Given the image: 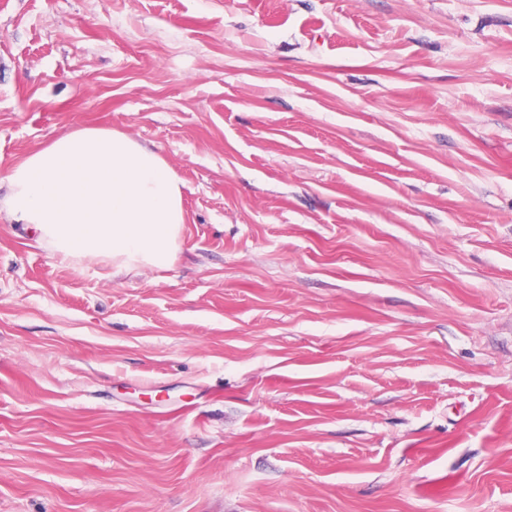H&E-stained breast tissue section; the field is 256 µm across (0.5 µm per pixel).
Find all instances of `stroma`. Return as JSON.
<instances>
[{
	"label": "stroma",
	"instance_id": "obj_1",
	"mask_svg": "<svg viewBox=\"0 0 512 512\" xmlns=\"http://www.w3.org/2000/svg\"><path fill=\"white\" fill-rule=\"evenodd\" d=\"M83 127L186 221L0 213V512H512V0H0V171Z\"/></svg>",
	"mask_w": 512,
	"mask_h": 512
}]
</instances>
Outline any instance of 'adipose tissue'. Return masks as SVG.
Masks as SVG:
<instances>
[{"instance_id":"ef3b65f1","label":"adipose tissue","mask_w":512,"mask_h":512,"mask_svg":"<svg viewBox=\"0 0 512 512\" xmlns=\"http://www.w3.org/2000/svg\"><path fill=\"white\" fill-rule=\"evenodd\" d=\"M0 212L29 225L65 259L116 270L171 264L185 222L183 183L157 151L127 134L81 128L7 168Z\"/></svg>"}]
</instances>
